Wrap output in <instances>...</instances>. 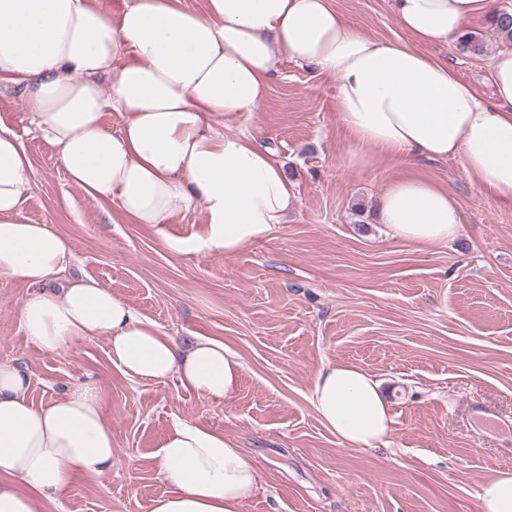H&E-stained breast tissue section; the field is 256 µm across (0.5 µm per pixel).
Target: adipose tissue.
I'll use <instances>...</instances> for the list:
<instances>
[{
  "label": "adipose tissue",
  "instance_id": "adipose-tissue-1",
  "mask_svg": "<svg viewBox=\"0 0 512 512\" xmlns=\"http://www.w3.org/2000/svg\"><path fill=\"white\" fill-rule=\"evenodd\" d=\"M495 11L496 0H394L402 35L377 40L334 0H205L199 11L182 0H127L116 14L94 0H0V84L20 89L32 123L90 197L133 224L201 208L207 231L196 250L233 254L268 238L296 202L269 147L221 132L258 111L279 58L335 77L348 164L451 157L474 184L512 202V48L491 60V102L420 50ZM108 112L120 116L118 130L105 124ZM32 176L17 135L0 127V275L31 289L19 311L29 341L53 353L103 336L123 374L174 376L210 400L232 396L243 364L224 342L184 347L94 279L59 283L73 245L28 222ZM376 220L390 238L427 247L448 245L461 229L448 191L412 173L386 186ZM28 385L23 369L0 363V512H45L73 478L106 475L116 452L96 388L37 406ZM310 401L344 446L388 444V401L357 365L323 367ZM157 472L170 490L152 512H240L260 483L238 441L180 417L157 452ZM478 500L479 512H512V471H497Z\"/></svg>",
  "mask_w": 512,
  "mask_h": 512
}]
</instances>
